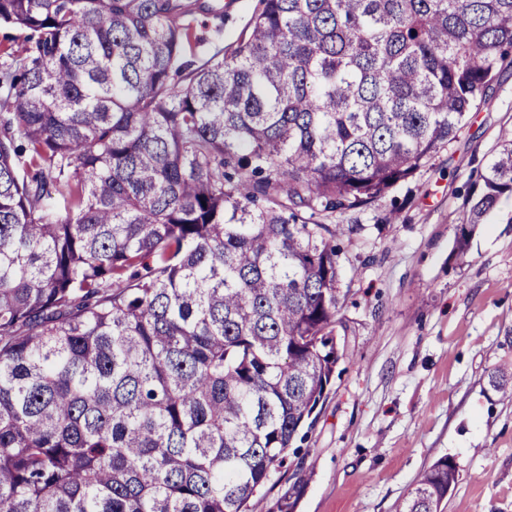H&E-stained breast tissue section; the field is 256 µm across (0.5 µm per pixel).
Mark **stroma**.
<instances>
[{"mask_svg": "<svg viewBox=\"0 0 512 512\" xmlns=\"http://www.w3.org/2000/svg\"><path fill=\"white\" fill-rule=\"evenodd\" d=\"M224 31L198 17L203 52L232 46L256 0H223ZM456 140L372 206L336 212L346 355L299 456L273 471L260 512L300 486L296 512H396L421 473L453 458L443 512H512V402L489 378L512 369V194L465 254L455 229L502 131L512 129V68Z\"/></svg>", "mask_w": 512, "mask_h": 512, "instance_id": "obj_1", "label": "stroma"}]
</instances>
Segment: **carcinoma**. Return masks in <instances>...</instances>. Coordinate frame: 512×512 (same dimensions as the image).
I'll use <instances>...</instances> for the list:
<instances>
[{"label": "carcinoma", "mask_w": 512, "mask_h": 512, "mask_svg": "<svg viewBox=\"0 0 512 512\" xmlns=\"http://www.w3.org/2000/svg\"><path fill=\"white\" fill-rule=\"evenodd\" d=\"M0 0V512H250L345 349L322 213L457 138L512 0ZM458 253L512 193V131ZM491 385L512 401V374ZM436 461L398 512H440ZM208 3H224V31L218 36L213 32L212 20L204 16H198L195 22L196 33L204 38V44L200 48V52H213L215 47L222 46H224V49L229 50L246 26L257 1L223 0V2Z\"/></svg>", "instance_id": "cac0c4a2"}]
</instances>
